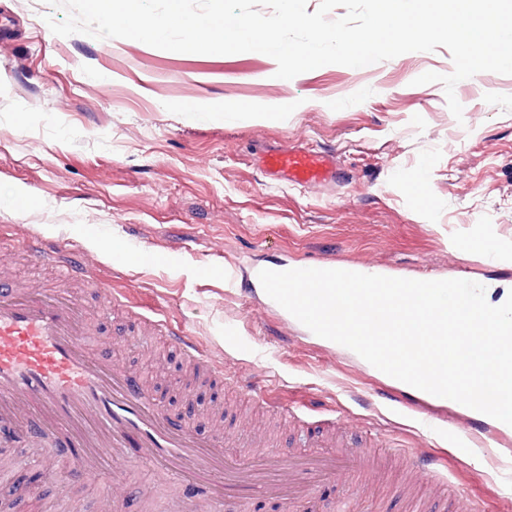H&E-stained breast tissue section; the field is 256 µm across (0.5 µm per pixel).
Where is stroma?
I'll return each instance as SVG.
<instances>
[{
    "mask_svg": "<svg viewBox=\"0 0 512 512\" xmlns=\"http://www.w3.org/2000/svg\"><path fill=\"white\" fill-rule=\"evenodd\" d=\"M64 9L46 0H0V279L19 288H63L92 322V347L110 343L113 362L145 385H165L174 408L183 395L171 374L183 357L153 323L167 320L224 364L216 380L236 420L227 450L251 448L255 434L305 455L309 437L323 451L371 453L364 482L347 472L320 487L309 512H333L356 498L357 512H413L415 502L449 486L457 512H512L482 451L437 438L464 433L469 415L388 384L349 353L315 341L259 289L234 274L312 263L375 269L390 277L468 279L498 304L512 293V75L485 72L460 81L462 119L444 87L419 75L453 70L449 51L409 52L375 73L325 65L289 82L267 55L182 53L123 38L68 37L47 22ZM251 104L228 121L207 111L215 99ZM290 112H282L281 101ZM197 105L196 113L167 105ZM336 153L339 181L287 187L272 181L263 147ZM426 164L434 205L423 209L406 182ZM34 203L19 212L9 196ZM83 251L94 278L123 293V306L90 282H72L34 262L26 243ZM119 236L154 251L151 266L113 265L92 240ZM462 238L486 241L465 254ZM268 384L278 405L257 404L252 383ZM418 449L437 476L412 470L389 451ZM0 502L29 489L21 512H173L180 481L129 457L127 487L109 498L112 473L70 480L55 443L0 442Z\"/></svg>",
    "mask_w": 512,
    "mask_h": 512,
    "instance_id": "35a3bbf8",
    "label": "stroma"
}]
</instances>
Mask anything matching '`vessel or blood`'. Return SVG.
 Instances as JSON below:
<instances>
[{"mask_svg":"<svg viewBox=\"0 0 512 512\" xmlns=\"http://www.w3.org/2000/svg\"><path fill=\"white\" fill-rule=\"evenodd\" d=\"M263 165L271 179L291 186L319 185L337 175L335 156L315 148L272 147ZM27 247L36 261L64 269L70 279L90 277L82 257L67 247L47 249L35 237ZM161 332L167 344L216 372L191 337L166 322ZM91 334L82 308L63 292L35 295L0 282V434L53 437L79 479L96 476L104 460L119 468L133 455L164 475L182 476L179 512H202L199 491L217 475L230 493L258 489L271 498L303 499L339 472L359 474L366 467L357 453L298 457L262 444L232 458L223 437L196 435L163 415L140 379L93 354ZM469 440L495 466L512 469V440L482 428L472 429Z\"/></svg>","mask_w":512,"mask_h":512,"instance_id":"vessel-or-blood-1","label":"vessel or blood"}]
</instances>
